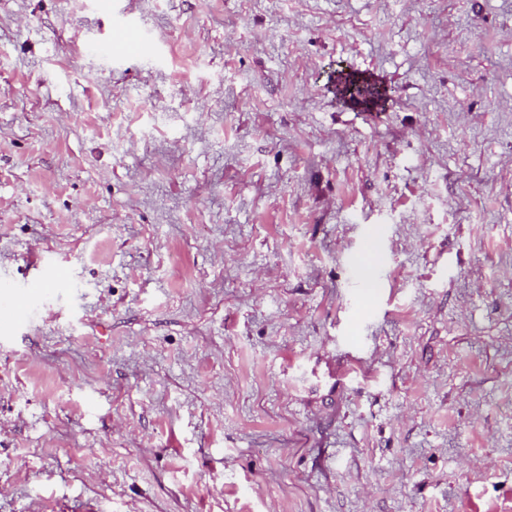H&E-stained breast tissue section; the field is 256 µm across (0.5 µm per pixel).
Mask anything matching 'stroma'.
I'll return each mask as SVG.
<instances>
[{
    "instance_id": "35a3bbf8",
    "label": "stroma",
    "mask_w": 512,
    "mask_h": 512,
    "mask_svg": "<svg viewBox=\"0 0 512 512\" xmlns=\"http://www.w3.org/2000/svg\"><path fill=\"white\" fill-rule=\"evenodd\" d=\"M58 269L0 512H512V0H0V311Z\"/></svg>"
}]
</instances>
